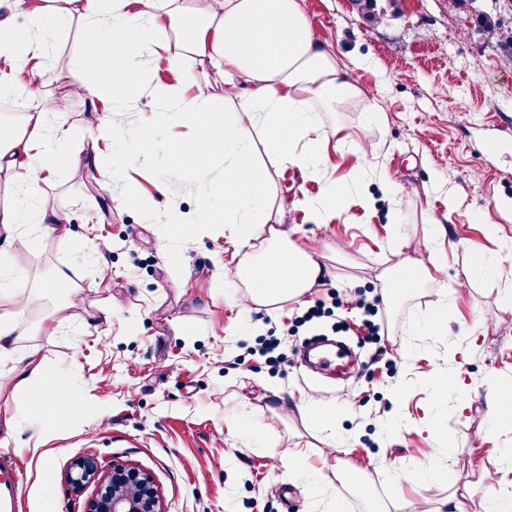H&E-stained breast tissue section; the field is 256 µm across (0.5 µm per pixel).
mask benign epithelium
<instances>
[{"label":"benign epithelium","mask_w":512,"mask_h":512,"mask_svg":"<svg viewBox=\"0 0 512 512\" xmlns=\"http://www.w3.org/2000/svg\"><path fill=\"white\" fill-rule=\"evenodd\" d=\"M89 482L97 483L100 491L90 512H162L153 480L136 468H117L102 476L95 461L84 458L74 464L71 483L80 490Z\"/></svg>","instance_id":"benign-epithelium-1"}]
</instances>
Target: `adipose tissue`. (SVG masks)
Instances as JSON below:
<instances>
[{
	"label": "adipose tissue",
	"mask_w": 512,
	"mask_h": 512,
	"mask_svg": "<svg viewBox=\"0 0 512 512\" xmlns=\"http://www.w3.org/2000/svg\"><path fill=\"white\" fill-rule=\"evenodd\" d=\"M73 0H14L28 16L27 28L0 23V46L20 66H27L33 35L51 29L66 36L65 23ZM163 13L166 21L147 30L145 19ZM87 21L89 61L72 73L78 94L95 102L125 86L140 74L146 45H154L156 60L195 81L198 59H209L225 85L244 81L242 93L224 99L223 115H216L201 97L186 98L177 86H161L156 120L192 124L200 118L218 125L224 144V221L240 224L241 246L256 250L257 260L242 278L257 305H274L300 297L322 273L313 257L294 247L286 234L270 227L272 208L268 173L256 161L255 139L280 163L315 172L330 141L344 142L342 128L324 129L319 116L336 107L362 105L367 122H377L382 107L367 100L364 91L340 68L329 43L315 39L303 0H205L192 9L188 0H82ZM192 21L190 37H176L185 21ZM53 99L41 98L28 114L25 130L0 138V172L17 165L29 171L27 185L15 202L0 207V226L9 235L67 237L68 227L55 211L40 203L48 173L66 154L68 135L48 131L45 117ZM13 272L6 251L0 250V358L15 351L18 318L25 305L12 284ZM18 389L31 397L30 408L46 413L57 397L67 394V381L56 377L45 386L42 363L29 360L11 369Z\"/></svg>",
	"instance_id": "1"
}]
</instances>
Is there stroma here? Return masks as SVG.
<instances>
[{
  "mask_svg": "<svg viewBox=\"0 0 512 512\" xmlns=\"http://www.w3.org/2000/svg\"><path fill=\"white\" fill-rule=\"evenodd\" d=\"M315 35L328 41L383 112L365 123L356 108L326 112L346 145L328 144L315 174L259 152L274 198L272 225L325 273L302 296L242 308L225 288L247 258L239 227L224 221V152H176L206 138L200 125L151 123V84L173 80L144 52L147 82L132 81L126 105L75 99L48 115L69 130L70 158L44 187L43 205L68 214L69 237L15 239V286L29 299L16 354L36 353L47 376L65 373L78 401L61 398L42 432L27 396L0 380V442L27 473L23 512H89L96 484L74 492L72 463L101 471L134 467L158 489L162 512H366L396 497L402 512L447 497L449 483L474 487L464 512H486L484 472L512 494V425L492 408L512 402V44L487 33L491 17L512 30V0H377L375 20L353 0H304ZM37 70L0 48V71L61 96L86 60L83 19L68 34L34 36ZM108 122L146 131L144 167L120 174L115 158L137 139L89 144ZM357 172L338 218L304 208L326 183ZM183 237L172 238L173 227ZM99 247L91 262L75 243ZM417 288L379 316L390 335L364 343L358 297L381 293L401 262ZM322 316L306 319L316 302ZM446 309L442 333L426 316ZM277 336L285 361L268 363L261 338ZM319 336L354 345L349 377L302 362ZM457 377L439 391L435 380ZM358 469L364 488L336 481V463Z\"/></svg>",
  "mask_w": 512,
  "mask_h": 512,
  "instance_id": "obj_1",
  "label": "stroma"
}]
</instances>
